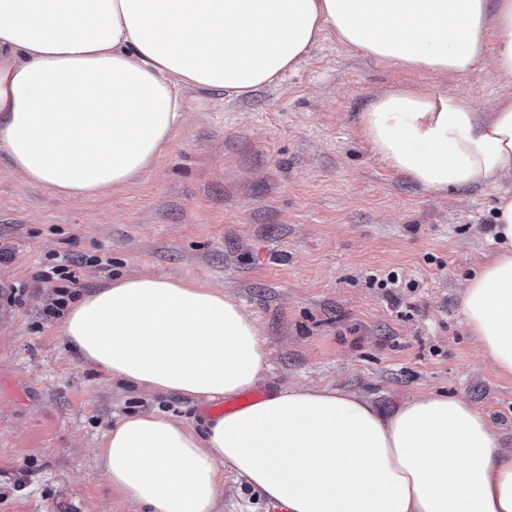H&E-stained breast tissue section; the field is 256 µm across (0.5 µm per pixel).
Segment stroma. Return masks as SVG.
Returning a JSON list of instances; mask_svg holds the SVG:
<instances>
[{
  "instance_id": "35a3bbf8",
  "label": "stroma",
  "mask_w": 512,
  "mask_h": 512,
  "mask_svg": "<svg viewBox=\"0 0 512 512\" xmlns=\"http://www.w3.org/2000/svg\"><path fill=\"white\" fill-rule=\"evenodd\" d=\"M398 85L466 93L477 109L507 85L405 70L335 37L273 86L240 97L185 94L187 122L127 186L74 198L23 183L0 154V512H136L101 467L104 433L128 412L196 426L202 404L149 395L81 363L45 319L67 265L72 294L149 273L224 289L269 352L265 392L329 385L386 409L428 393L467 398L512 448V376L483 359L462 323L469 272L490 252L497 190L434 195L389 167L359 119ZM394 289L379 287L386 274Z\"/></svg>"
}]
</instances>
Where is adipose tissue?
<instances>
[{"instance_id":"1","label":"adipose tissue","mask_w":512,"mask_h":512,"mask_svg":"<svg viewBox=\"0 0 512 512\" xmlns=\"http://www.w3.org/2000/svg\"><path fill=\"white\" fill-rule=\"evenodd\" d=\"M329 34L413 70L466 74L489 56L512 82V0H0V153L66 196L122 187L166 150L185 92L271 85ZM360 132L429 193L498 186L495 248L461 314L512 375V92L480 111L463 94L400 86ZM62 331L81 361L153 395L214 402L269 369L252 314L206 283L119 276L83 293ZM102 460L140 512H223L228 473L290 512H512V450L458 396L383 412L353 392L290 386L201 431L130 412L106 429Z\"/></svg>"}]
</instances>
